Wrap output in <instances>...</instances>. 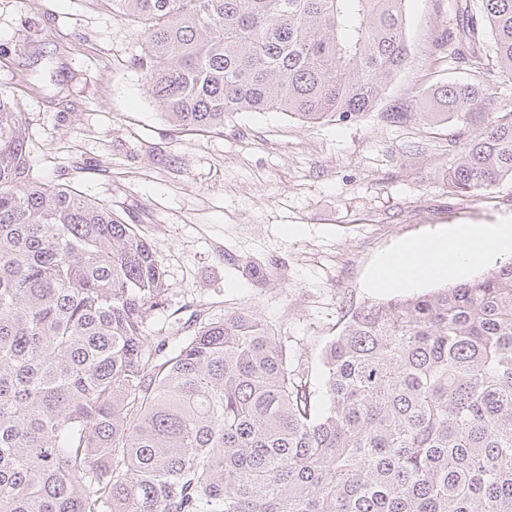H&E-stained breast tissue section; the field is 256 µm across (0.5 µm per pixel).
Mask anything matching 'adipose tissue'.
Instances as JSON below:
<instances>
[{"mask_svg": "<svg viewBox=\"0 0 512 512\" xmlns=\"http://www.w3.org/2000/svg\"><path fill=\"white\" fill-rule=\"evenodd\" d=\"M507 254L512 255V225L490 231L460 226L402 243L380 261L372 284L377 288L409 287L432 278L462 276L493 257Z\"/></svg>", "mask_w": 512, "mask_h": 512, "instance_id": "ef3b65f1", "label": "adipose tissue"}]
</instances>
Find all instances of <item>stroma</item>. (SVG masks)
I'll return each mask as SVG.
<instances>
[{"instance_id":"stroma-1","label":"stroma","mask_w":512,"mask_h":512,"mask_svg":"<svg viewBox=\"0 0 512 512\" xmlns=\"http://www.w3.org/2000/svg\"><path fill=\"white\" fill-rule=\"evenodd\" d=\"M405 6L409 60L370 111L314 125L239 112L194 132L166 120L134 63L135 27L99 0H0V91L27 119L31 175L137 226L168 286L151 342H184L192 313L244 307L317 378L348 308L409 296L370 285L400 242L512 224V182L478 200L449 193L453 127L385 119L448 82H491L496 68L487 37L471 61L438 50L461 27L454 0Z\"/></svg>"}]
</instances>
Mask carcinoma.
<instances>
[{
    "mask_svg": "<svg viewBox=\"0 0 512 512\" xmlns=\"http://www.w3.org/2000/svg\"><path fill=\"white\" fill-rule=\"evenodd\" d=\"M171 123L366 112L406 65L404 0H101ZM489 35L512 84V0ZM457 127L451 192L512 182V103L450 82L418 110ZM167 284L133 225L30 177L0 92V512H512V259L431 294L347 312L324 382L256 313L148 341Z\"/></svg>",
    "mask_w": 512,
    "mask_h": 512,
    "instance_id": "obj_1",
    "label": "carcinoma"
}]
</instances>
